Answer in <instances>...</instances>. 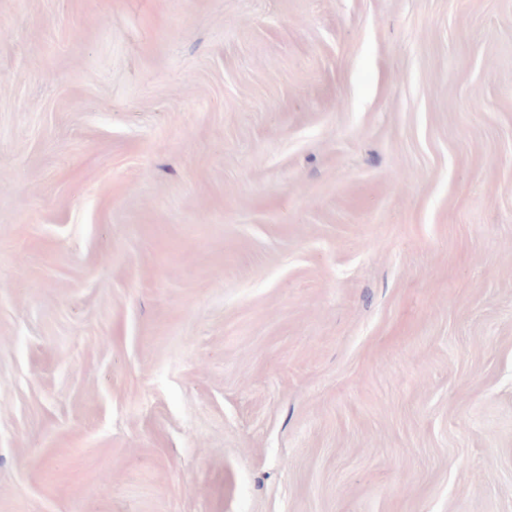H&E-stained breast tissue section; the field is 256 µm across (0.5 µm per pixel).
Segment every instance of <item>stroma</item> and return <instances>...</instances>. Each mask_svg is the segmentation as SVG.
<instances>
[{
	"mask_svg": "<svg viewBox=\"0 0 512 512\" xmlns=\"http://www.w3.org/2000/svg\"><path fill=\"white\" fill-rule=\"evenodd\" d=\"M0 512H512V0H0Z\"/></svg>",
	"mask_w": 512,
	"mask_h": 512,
	"instance_id": "stroma-1",
	"label": "stroma"
}]
</instances>
